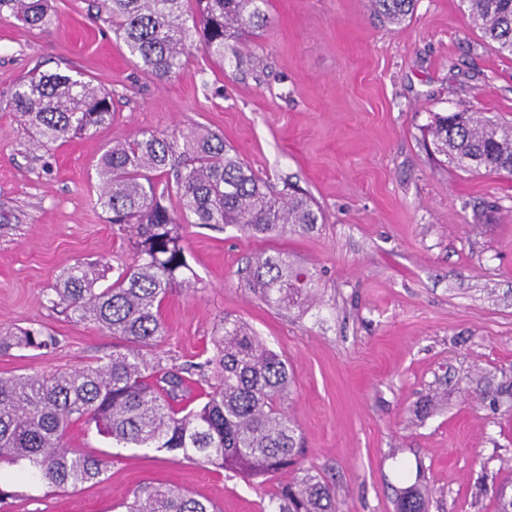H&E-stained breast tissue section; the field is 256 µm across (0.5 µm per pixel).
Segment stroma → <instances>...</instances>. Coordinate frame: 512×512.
Returning a JSON list of instances; mask_svg holds the SVG:
<instances>
[{"label": "stroma", "mask_w": 512, "mask_h": 512, "mask_svg": "<svg viewBox=\"0 0 512 512\" xmlns=\"http://www.w3.org/2000/svg\"><path fill=\"white\" fill-rule=\"evenodd\" d=\"M266 27L194 52L159 82L89 0H54L44 29L0 17V329L38 323L50 351L0 354V377L96 364L111 335L75 323L43 293L76 259L129 255L106 221L96 164L150 130L225 143L275 185L310 192L308 233L265 240L234 226L185 225L198 278L163 306L173 364L211 350L224 318L288 360L284 402L301 458L334 485L340 512H396L404 488L426 512H496L512 479V175H468L435 154V116L477 111L512 125V59L481 38L459 0H418L402 25L367 0H267ZM32 70L83 75L111 92L110 127L50 151L4 109ZM313 272L316 299L279 310L244 284L262 251ZM73 447L110 459L103 483L18 488L0 512H123L146 485H174L218 512H261L270 484L152 448H121L74 425Z\"/></svg>", "instance_id": "stroma-1"}]
</instances>
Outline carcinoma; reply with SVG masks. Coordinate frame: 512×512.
Listing matches in <instances>:
<instances>
[{
  "label": "carcinoma",
  "instance_id": "obj_1",
  "mask_svg": "<svg viewBox=\"0 0 512 512\" xmlns=\"http://www.w3.org/2000/svg\"><path fill=\"white\" fill-rule=\"evenodd\" d=\"M99 0L104 17L130 56L156 80H168L190 47L224 58V44L267 22L266 0ZM380 20L400 25L417 0H368ZM474 26L496 53L512 56V0H461ZM53 0H0L6 13L30 28L51 23ZM6 107L49 150L56 143L112 125V94L90 81L33 71L14 85ZM431 133L438 153L465 173L512 172V131L481 112L437 117ZM107 222L130 232V262L104 288L106 262H79L46 289L47 303L76 322H92L117 341L96 366L53 374L0 377V466L11 479L74 488L102 483L110 461L67 443L77 422L95 425L121 445L155 448L174 460L232 470L261 483L277 475L268 512H338L336 492L318 470L300 461L295 428L282 407L290 386L287 361L236 319H224L212 354L176 367L146 350L165 340L162 307L195 274L181 246L186 224H235L251 236L308 232L323 223L310 194L259 176L217 134L176 136L142 131L109 146L97 168ZM248 288L270 306L290 309L314 298L313 274L288 253L260 254L245 268ZM56 337L41 327L0 331V353L49 350ZM215 383L196 403L194 376ZM126 512H216L211 504L171 486L145 487L123 503ZM398 512H424V492L398 500Z\"/></svg>",
  "mask_w": 512,
  "mask_h": 512
}]
</instances>
